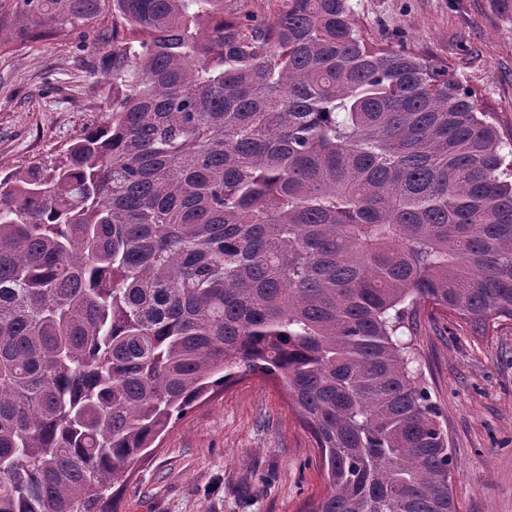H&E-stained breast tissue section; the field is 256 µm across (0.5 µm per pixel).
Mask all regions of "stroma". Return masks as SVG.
<instances>
[{"instance_id": "35a3bbf8", "label": "stroma", "mask_w": 512, "mask_h": 512, "mask_svg": "<svg viewBox=\"0 0 512 512\" xmlns=\"http://www.w3.org/2000/svg\"><path fill=\"white\" fill-rule=\"evenodd\" d=\"M370 37L447 63L512 138V14L493 0H349ZM105 46L0 51V173L57 152L111 96ZM417 336L447 418L459 512H512V322L479 337L424 306ZM319 451L283 385L251 374L199 400L112 488L114 512H311Z\"/></svg>"}]
</instances>
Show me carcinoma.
Returning a JSON list of instances; mask_svg holds the SVG:
<instances>
[{
    "mask_svg": "<svg viewBox=\"0 0 512 512\" xmlns=\"http://www.w3.org/2000/svg\"><path fill=\"white\" fill-rule=\"evenodd\" d=\"M112 45L95 124L0 176V512H112L242 374L313 435L312 512H458L423 305L512 321V149L348 0H0V49Z\"/></svg>",
    "mask_w": 512,
    "mask_h": 512,
    "instance_id": "1",
    "label": "carcinoma"
}]
</instances>
